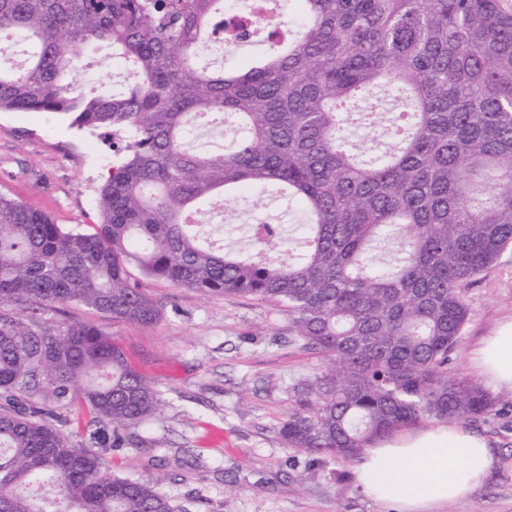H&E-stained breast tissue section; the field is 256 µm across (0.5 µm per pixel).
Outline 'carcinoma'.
<instances>
[{
  "mask_svg": "<svg viewBox=\"0 0 512 512\" xmlns=\"http://www.w3.org/2000/svg\"><path fill=\"white\" fill-rule=\"evenodd\" d=\"M293 29L238 70L201 63L234 0H0V37L30 47L0 66V112H50L112 137L102 221L66 229L0 196V307L76 303L150 325L163 280L288 313L327 364L293 386L278 435L312 465L376 439L496 409L448 372L470 307L461 289L512 246V13L501 0H282ZM110 48L138 80L86 96L84 51ZM272 189L305 221L205 234L202 200ZM75 407L112 447L158 392L105 330L0 313V512H177L54 424Z\"/></svg>",
  "mask_w": 512,
  "mask_h": 512,
  "instance_id": "carcinoma-1",
  "label": "carcinoma"
}]
</instances>
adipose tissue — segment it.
<instances>
[{"label": "adipose tissue", "instance_id": "1", "mask_svg": "<svg viewBox=\"0 0 512 512\" xmlns=\"http://www.w3.org/2000/svg\"><path fill=\"white\" fill-rule=\"evenodd\" d=\"M475 364L490 395L512 394V320L484 337ZM494 464L495 451L486 438L448 423L374 442L365 449L355 473L369 497L397 502L400 512H426L470 495Z\"/></svg>", "mask_w": 512, "mask_h": 512}]
</instances>
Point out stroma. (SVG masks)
I'll return each instance as SVG.
<instances>
[{"mask_svg": "<svg viewBox=\"0 0 512 512\" xmlns=\"http://www.w3.org/2000/svg\"><path fill=\"white\" fill-rule=\"evenodd\" d=\"M114 160L112 140L70 127L47 112H0V195L22 200L68 229L97 223L99 189ZM163 305L151 325L113 322L74 304L38 308L56 327L88 322L119 342L159 391L158 412L139 433L141 448H113L105 431L74 435L116 471H131L165 492L180 512H396L358 488L354 465L309 466L277 435L295 406L292 386L322 366L303 351L287 314L248 297L206 296L150 282ZM468 320L449 368L474 375L484 336L512 319V247L465 287ZM471 423L496 450L495 465L470 496L436 512H512V396Z\"/></svg>", "mask_w": 512, "mask_h": 512, "instance_id": "stroma-1", "label": "stroma"}]
</instances>
